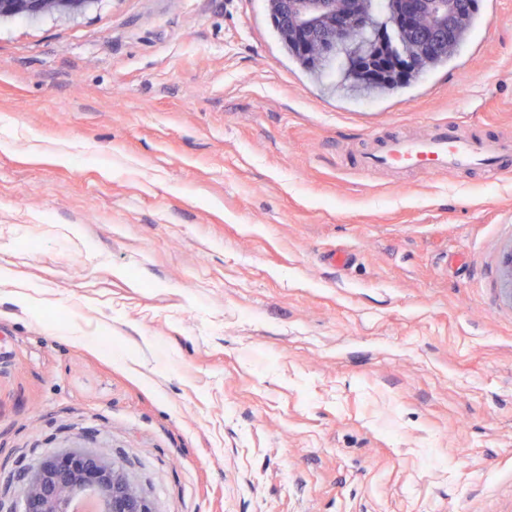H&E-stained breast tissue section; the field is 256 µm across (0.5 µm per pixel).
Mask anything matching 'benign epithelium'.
I'll return each instance as SVG.
<instances>
[{
    "label": "benign epithelium",
    "mask_w": 512,
    "mask_h": 512,
    "mask_svg": "<svg viewBox=\"0 0 512 512\" xmlns=\"http://www.w3.org/2000/svg\"><path fill=\"white\" fill-rule=\"evenodd\" d=\"M95 0H0V18L72 14ZM283 22L288 40L307 52L328 43L350 41L364 11L365 0H269ZM456 15L452 0H397L388 18L391 26L413 31L428 20L426 44L448 39V19ZM96 497L98 512H150L122 468L103 450L71 451L46 460L23 485L22 512H70L79 495Z\"/></svg>",
    "instance_id": "7a95c632"
}]
</instances>
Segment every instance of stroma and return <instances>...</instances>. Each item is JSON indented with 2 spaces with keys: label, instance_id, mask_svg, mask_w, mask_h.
<instances>
[{
  "label": "stroma",
  "instance_id": "obj_1",
  "mask_svg": "<svg viewBox=\"0 0 512 512\" xmlns=\"http://www.w3.org/2000/svg\"><path fill=\"white\" fill-rule=\"evenodd\" d=\"M392 93L266 0L0 19V512L107 451L152 512H512V176L346 165L512 136V0ZM353 168L384 173L396 182L409 173L479 172L494 182L512 173V137H473L447 122L416 135L390 134L354 154Z\"/></svg>",
  "mask_w": 512,
  "mask_h": 512
}]
</instances>
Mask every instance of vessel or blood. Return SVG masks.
Returning a JSON list of instances; mask_svg holds the SVG:
<instances>
[{"label": "vessel or blood", "instance_id": "obj_1", "mask_svg": "<svg viewBox=\"0 0 512 512\" xmlns=\"http://www.w3.org/2000/svg\"><path fill=\"white\" fill-rule=\"evenodd\" d=\"M355 170L403 181L410 173H480L493 182L512 173V137H474L445 122L415 136L390 134L370 142L353 160Z\"/></svg>", "mask_w": 512, "mask_h": 512}]
</instances>
